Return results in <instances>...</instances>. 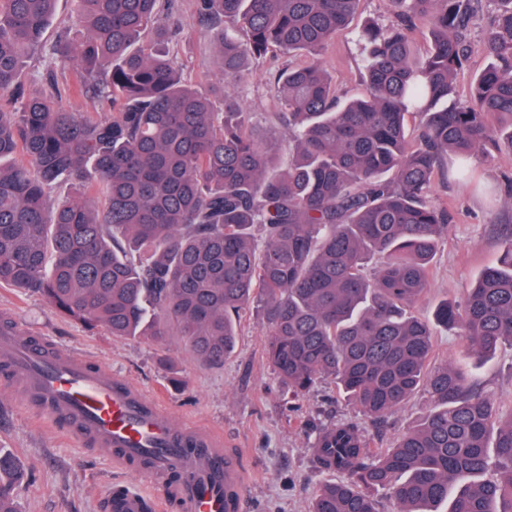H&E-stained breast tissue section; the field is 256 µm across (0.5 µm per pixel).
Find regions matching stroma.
I'll return each instance as SVG.
<instances>
[{
	"label": "stroma",
	"instance_id": "35a3bbf8",
	"mask_svg": "<svg viewBox=\"0 0 512 512\" xmlns=\"http://www.w3.org/2000/svg\"><path fill=\"white\" fill-rule=\"evenodd\" d=\"M177 7L184 30L160 44V52L177 57L187 83L218 82L216 50L199 23L195 0H178ZM391 17L387 0H361L349 26L325 50L323 65L340 94L352 96L363 89V27L388 24ZM288 63V56L268 54L230 87L265 136L283 143L288 133L275 117L280 106L274 77ZM472 169V181L440 178L435 183L434 196L447 206L450 222L433 260L430 288L416 306L428 319L443 301L464 302L481 270L499 255L497 225L512 224V153L474 158ZM2 317L128 380L147 396L160 397L176 424L219 432L244 475L242 512H308L317 488L332 478L312 455L324 427L355 422L370 447L387 448L430 407L427 392L420 391L379 424L342 399L331 380L304 394L293 393L264 353L266 327L254 311L244 317L234 352L219 366L201 365L183 338L158 345L117 338L102 328L89 330L64 318L40 295L13 288H0ZM434 332L432 364H461L482 386L501 395L504 404H512V347L481 358L465 354L454 331L438 325ZM0 448L12 452L27 473L16 491L22 512H106V497L113 490H153L146 477L113 466L105 450L79 446L60 423L35 419L5 386H0Z\"/></svg>",
	"mask_w": 512,
	"mask_h": 512
}]
</instances>
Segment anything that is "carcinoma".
<instances>
[{
    "instance_id": "cac0c4a2",
    "label": "carcinoma",
    "mask_w": 512,
    "mask_h": 512,
    "mask_svg": "<svg viewBox=\"0 0 512 512\" xmlns=\"http://www.w3.org/2000/svg\"><path fill=\"white\" fill-rule=\"evenodd\" d=\"M71 2L46 88L30 93L22 59L44 48L56 0H0V93L15 104L0 106V287L120 338L162 343L175 328L210 365L255 307L295 393L329 378L374 421L421 388L431 398L389 448L369 447L354 422L321 431L316 461L344 479L309 512H380L379 488L391 512H512V414L463 368L429 366L435 323L472 354L512 346V225L464 304L443 302L432 322L415 311L448 231L436 177L512 150V0H496L488 64L451 104L484 0H390L393 19L362 33L365 93L343 98L321 52L360 0H196L225 80L271 48L300 58L274 82L286 168L229 90L185 83L142 45L148 30L161 42L180 29L175 0ZM419 23L432 35L422 59L409 36ZM70 69L79 81L59 85ZM67 94L110 100L112 116L70 112ZM23 478L0 451V512H20Z\"/></svg>"
}]
</instances>
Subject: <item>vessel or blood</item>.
<instances>
[{"label":"vessel or blood","instance_id":"obj_1","mask_svg":"<svg viewBox=\"0 0 512 512\" xmlns=\"http://www.w3.org/2000/svg\"><path fill=\"white\" fill-rule=\"evenodd\" d=\"M0 369L40 413L159 490L109 495L108 512H240L243 476L216 433L178 426L157 399L12 323L0 327Z\"/></svg>","mask_w":512,"mask_h":512}]
</instances>
